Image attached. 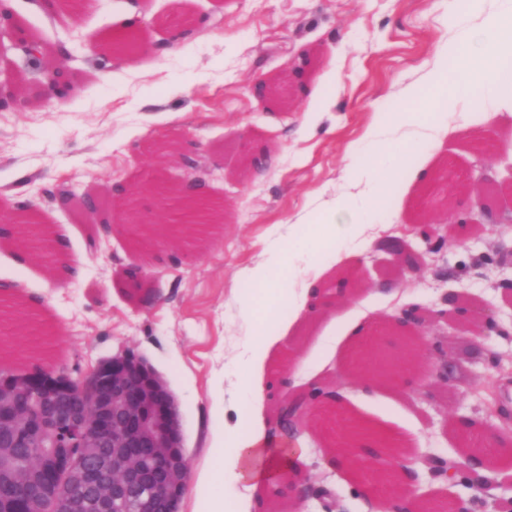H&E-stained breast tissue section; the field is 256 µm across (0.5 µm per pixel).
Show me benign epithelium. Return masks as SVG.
<instances>
[{
	"mask_svg": "<svg viewBox=\"0 0 512 512\" xmlns=\"http://www.w3.org/2000/svg\"><path fill=\"white\" fill-rule=\"evenodd\" d=\"M8 36L13 45L28 56L43 55L42 42L31 36L27 42L17 40L13 26L0 21V38ZM441 191L427 194L426 205L448 206V200L462 194L474 197L479 212L490 210L496 183L486 173L483 161L476 172L448 179L443 176ZM81 199L85 211L101 208L98 196L67 191L63 200L69 207ZM181 204L180 224H214L220 205L200 187L197 180L185 182L175 195ZM12 224L27 225L26 235L14 241L35 248L48 259L55 256L51 236L36 220L31 202L21 209ZM378 250L391 256L398 274H414L424 264V255L413 250L402 238H387ZM451 311L440 310L438 316L453 313L459 320L471 314L470 300L460 292L443 297ZM322 393L314 388L304 398H288L277 408L275 429L289 424L299 430L310 397ZM42 448V461L48 463L59 454L65 462L57 472L52 487L34 488L25 495V512H118L120 506L136 492L151 487L155 495L138 499V512H162L163 504L178 503L183 498L188 478V460L183 447L182 426L176 399L165 380L141 356L126 352L101 360L86 376L75 379L64 371L40 370L22 376L0 378V456H14L16 448ZM379 477L393 484L409 462L396 454L370 459ZM430 476L438 474L455 482V473L466 462H450L448 469L435 472L436 463L426 461ZM97 491L94 503L81 493L84 488Z\"/></svg>",
	"mask_w": 512,
	"mask_h": 512,
	"instance_id": "1",
	"label": "benign epithelium"
}]
</instances>
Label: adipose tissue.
<instances>
[{
    "instance_id": "ef3b65f1",
    "label": "adipose tissue",
    "mask_w": 512,
    "mask_h": 512,
    "mask_svg": "<svg viewBox=\"0 0 512 512\" xmlns=\"http://www.w3.org/2000/svg\"><path fill=\"white\" fill-rule=\"evenodd\" d=\"M448 20L452 37L440 48L432 67L418 84L403 92L401 108L380 113L368 132L364 149L356 151L347 172L348 193L339 195L314 214L288 227L289 238H301L310 254L328 249L332 263L357 257L355 248L366 231V221L382 210L385 198L396 189L408 159L420 150L437 152L448 129V119L459 104L481 115L488 135H496L491 108L503 75L512 74V0H468L452 5ZM284 262V251L272 247L270 260L247 273L251 294L246 302L257 316L256 329L244 344L240 360V391L249 402L252 419L232 425L226 413H213L215 431L208 461L200 476V491L193 512H249L248 502L237 490H264L272 473L288 476L295 488L306 478L294 469L303 449L288 448L267 432L260 412L264 405L263 373L274 350L285 340L288 323L299 320L314 306L317 279L296 282L274 279ZM287 317H280V305Z\"/></svg>"
}]
</instances>
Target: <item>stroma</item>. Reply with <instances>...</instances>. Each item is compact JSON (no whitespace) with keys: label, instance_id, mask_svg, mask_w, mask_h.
Wrapping results in <instances>:
<instances>
[{"label":"stroma","instance_id":"35a3bbf8","mask_svg":"<svg viewBox=\"0 0 512 512\" xmlns=\"http://www.w3.org/2000/svg\"><path fill=\"white\" fill-rule=\"evenodd\" d=\"M20 25L43 43L46 56L62 59L75 83L66 99L43 93L44 65L15 47L0 64L16 73L29 100L0 111V218L10 219L16 197L34 201L41 220L61 236L72 278H52L37 251L0 243V284L13 288L0 301V370L32 365L85 376L99 361L126 351L142 355L174 393L189 461L180 512H191L198 475L213 436L212 408L228 403L229 423H243L249 407L239 395L238 359L250 325L241 301L251 290L245 267L264 256L267 244L287 235L288 224L333 200L345 188L344 169L378 113L396 110L400 92L436 60L452 31L448 0H97L72 16L41 0H12ZM136 34V49L111 55L112 37ZM310 51L308 75L293 90L289 109L255 88ZM109 66H100L104 55ZM337 91L304 127L303 116L328 70ZM465 113L441 139L440 159L456 174L485 156L497 181L512 178V150L482 148L460 131ZM180 139L201 157L193 176L223 204V221L204 232L169 234L176 202H163L142 185L154 173L172 184L185 175L162 153ZM279 160L262 176L245 165L255 148ZM410 171L368 230L369 239H406L426 264L396 277L386 256L368 248L362 258L333 266L320 281L327 289L354 273L356 297L329 300L320 314L290 328L266 369V380H288L289 393L316 384L336 391L342 411L319 401L297 438L306 453L301 471L313 491L298 500L262 494V512H384L373 490L375 471L358 459L349 470L331 465L327 441L346 421L369 419L412 432L407 456L415 461L413 490L432 504L468 501L470 512H498L512 498V463H505L491 433L512 429V195L492 206L501 224H450L436 214V237L419 235L416 216L435 181ZM110 195L113 185L137 190L133 215L103 232L94 217L62 210L53 198L60 185ZM106 236L100 249L90 240ZM139 265L140 287L123 275ZM450 291L490 306L496 328L478 336L467 322H426L427 343L408 350L401 337L379 335L383 321L402 309L439 307ZM150 302H142V294ZM412 362L405 387L366 385L370 367L350 363L369 340ZM450 359L447 379L422 370L424 359ZM472 420L459 432V418ZM491 457L480 485L430 477L422 460L443 463L464 454Z\"/></svg>","mask_w":512,"mask_h":512}]
</instances>
